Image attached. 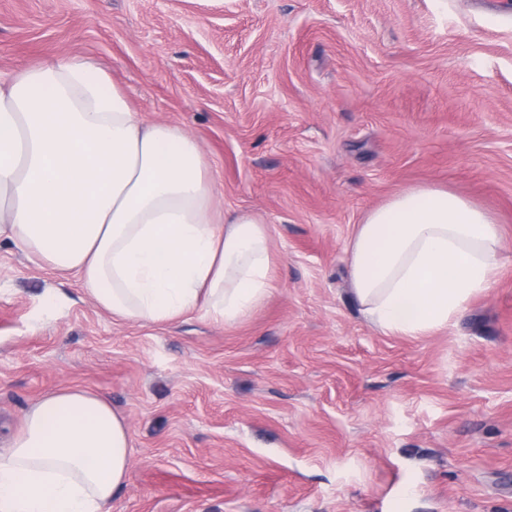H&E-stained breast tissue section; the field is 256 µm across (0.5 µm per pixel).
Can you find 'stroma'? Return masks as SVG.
Returning a JSON list of instances; mask_svg holds the SVG:
<instances>
[{
	"mask_svg": "<svg viewBox=\"0 0 512 512\" xmlns=\"http://www.w3.org/2000/svg\"><path fill=\"white\" fill-rule=\"evenodd\" d=\"M76 56L261 216L270 291L228 324L119 319L0 241V449L65 387L123 416L108 512H512V0H0V77ZM444 185L501 227L450 327L382 332L348 244Z\"/></svg>",
	"mask_w": 512,
	"mask_h": 512,
	"instance_id": "obj_1",
	"label": "stroma"
}]
</instances>
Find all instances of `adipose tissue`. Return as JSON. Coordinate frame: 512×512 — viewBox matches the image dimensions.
I'll list each match as a JSON object with an SVG mask.
<instances>
[{"mask_svg": "<svg viewBox=\"0 0 512 512\" xmlns=\"http://www.w3.org/2000/svg\"><path fill=\"white\" fill-rule=\"evenodd\" d=\"M216 187L193 137L143 121L86 60L0 79V240L76 275L113 316L159 323L200 308L230 323L266 297L268 226L243 212L216 220ZM502 248L487 210L445 187H414L358 225L352 292L383 332L423 335L491 287ZM128 448V424L105 399L53 392L0 453V512H106Z\"/></svg>", "mask_w": 512, "mask_h": 512, "instance_id": "obj_1", "label": "adipose tissue"}]
</instances>
